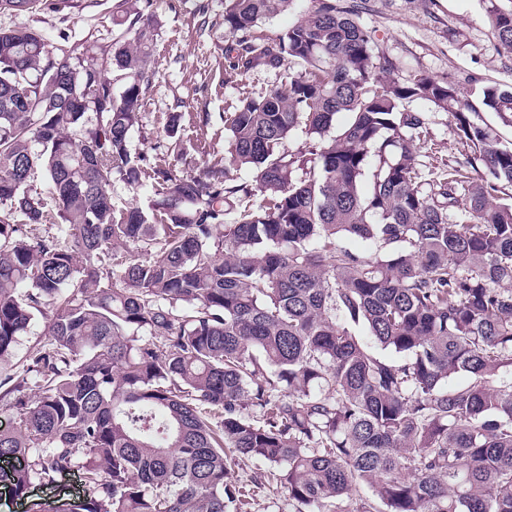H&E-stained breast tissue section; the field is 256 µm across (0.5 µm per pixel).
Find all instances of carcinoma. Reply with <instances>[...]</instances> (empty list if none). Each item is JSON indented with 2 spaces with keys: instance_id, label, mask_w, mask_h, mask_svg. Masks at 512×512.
<instances>
[{
  "instance_id": "carcinoma-1",
  "label": "carcinoma",
  "mask_w": 512,
  "mask_h": 512,
  "mask_svg": "<svg viewBox=\"0 0 512 512\" xmlns=\"http://www.w3.org/2000/svg\"><path fill=\"white\" fill-rule=\"evenodd\" d=\"M124 2L108 42L0 27V362L36 315L50 336L0 376V481L84 470L87 494L28 512H238L230 452L309 512H512V148L454 82L388 77L351 0L277 34L259 24L293 0H224L225 71L279 81L224 113V156L161 167L131 140L160 21ZM489 18L511 55L512 13ZM416 100L467 147L432 180ZM481 102L512 123V86ZM148 181V209L115 206Z\"/></svg>"
}]
</instances>
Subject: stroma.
<instances>
[{
	"mask_svg": "<svg viewBox=\"0 0 512 512\" xmlns=\"http://www.w3.org/2000/svg\"><path fill=\"white\" fill-rule=\"evenodd\" d=\"M207 14H199L201 4ZM360 21L382 57L393 64L392 75L406 80L418 72L454 81L467 95L473 110L471 121L492 127L504 143H512V124L482 105L481 86L512 85V56L504 53L488 23V10L512 11V0H358ZM123 0H83L77 12H48L38 16L0 15V27L35 26L51 43L61 46L88 34L108 37L112 16ZM153 11L162 27L156 40L152 84L142 110V128L132 135L136 150L162 164L173 162L176 151L164 132L169 113H184L191 141L187 148L196 159L224 154L228 133L224 114L244 90L276 82L275 74L256 72L229 75L224 70V47L230 37L217 19L220 0H153ZM414 109L429 119V136L420 148L426 177L439 175L442 161L464 151L454 132V119L432 104L417 100ZM208 115L206 126L197 118ZM260 465L251 459L230 462V477L242 487L245 512H297L287 493L252 481Z\"/></svg>",
	"mask_w": 512,
	"mask_h": 512,
	"instance_id": "35a3bbf8",
	"label": "stroma"
}]
</instances>
